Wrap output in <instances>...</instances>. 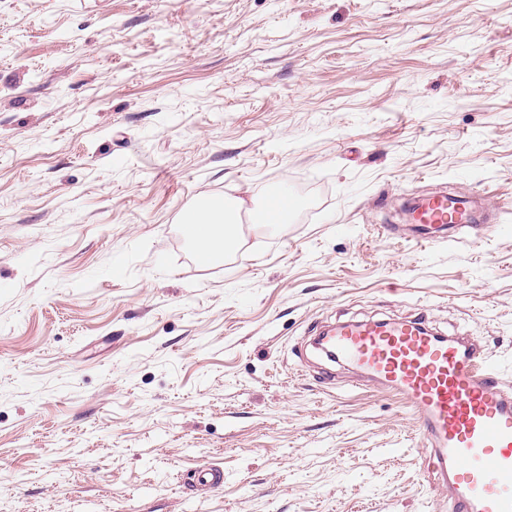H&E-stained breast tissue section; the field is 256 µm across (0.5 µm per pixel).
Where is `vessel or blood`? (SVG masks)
Returning a JSON list of instances; mask_svg holds the SVG:
<instances>
[{
  "label": "vessel or blood",
  "instance_id": "1",
  "mask_svg": "<svg viewBox=\"0 0 512 512\" xmlns=\"http://www.w3.org/2000/svg\"><path fill=\"white\" fill-rule=\"evenodd\" d=\"M299 205L274 186L249 220L284 223ZM408 220L428 244L433 231L473 229L476 211L470 200L438 192L415 200ZM319 343L327 358L352 364L411 401L443 475L452 479L454 512H512V393L482 352L417 317L347 322L327 329Z\"/></svg>",
  "mask_w": 512,
  "mask_h": 512
}]
</instances>
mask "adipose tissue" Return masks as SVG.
I'll return each mask as SVG.
<instances>
[{"label": "adipose tissue", "mask_w": 512, "mask_h": 512, "mask_svg": "<svg viewBox=\"0 0 512 512\" xmlns=\"http://www.w3.org/2000/svg\"><path fill=\"white\" fill-rule=\"evenodd\" d=\"M240 202L228 201L224 206L209 212L186 210L182 216L184 224L195 231L198 252L209 256L229 253L236 244V219Z\"/></svg>", "instance_id": "ef3b65f1"}]
</instances>
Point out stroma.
Listing matches in <instances>:
<instances>
[{"label":"stroma","instance_id":"stroma-1","mask_svg":"<svg viewBox=\"0 0 512 512\" xmlns=\"http://www.w3.org/2000/svg\"><path fill=\"white\" fill-rule=\"evenodd\" d=\"M274 184L197 262L183 211ZM445 190L480 239L413 236ZM419 315L512 389V0H0V512H453L311 347ZM278 204L276 211L268 206L272 203ZM300 206V201L295 197H286L277 186L271 187L268 191V202L259 207L253 214L247 217L248 222L258 224H272L273 222H288L289 216Z\"/></svg>","mask_w":512,"mask_h":512}]
</instances>
